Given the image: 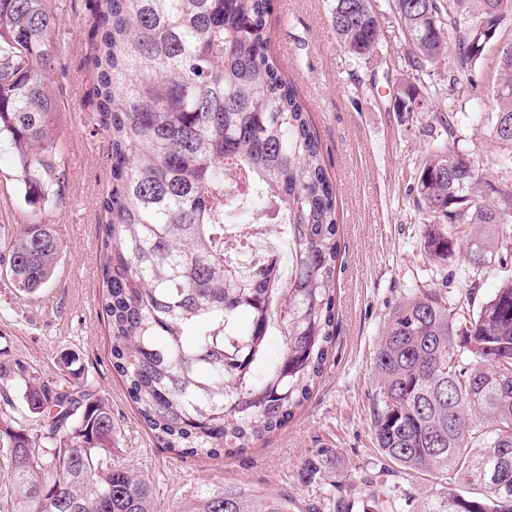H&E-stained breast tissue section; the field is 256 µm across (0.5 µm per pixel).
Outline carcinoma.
Here are the masks:
<instances>
[{
  "instance_id": "cac0c4a2",
  "label": "carcinoma",
  "mask_w": 512,
  "mask_h": 512,
  "mask_svg": "<svg viewBox=\"0 0 512 512\" xmlns=\"http://www.w3.org/2000/svg\"><path fill=\"white\" fill-rule=\"evenodd\" d=\"M270 0H93L91 96L110 142L102 198V304L112 367L144 423L185 457L253 448L309 399L334 338L340 244L336 186L305 102L271 49ZM397 23L406 70L392 104L420 103L434 131L418 167L424 249L444 261L465 244L467 271L512 252V186L461 161L458 128L512 145V0H332L330 21L357 62L383 54ZM55 0H0V150L16 159L24 197L58 193L60 119L49 76L58 54ZM497 46L495 102L478 66ZM448 64V92L473 104L433 108L415 73ZM248 194H235L239 184ZM288 225L293 277L235 265L224 212ZM15 288L55 276L49 224L23 225L7 246ZM281 350L269 354L270 337ZM65 355L64 385L19 358L0 362V464L15 512H157L140 472L116 461L112 409ZM372 430L383 458L448 481L418 512H512V280L479 304L415 290L390 311L374 352ZM346 472L333 448L303 463L307 484ZM377 512L405 507L395 495ZM170 512H290L288 499L224 486Z\"/></svg>"
}]
</instances>
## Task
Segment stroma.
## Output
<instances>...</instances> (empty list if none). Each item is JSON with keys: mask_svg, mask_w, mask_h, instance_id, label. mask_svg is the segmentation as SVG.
Here are the masks:
<instances>
[{"mask_svg": "<svg viewBox=\"0 0 512 512\" xmlns=\"http://www.w3.org/2000/svg\"><path fill=\"white\" fill-rule=\"evenodd\" d=\"M58 7L60 55L51 82L61 111L73 116L59 138L64 185L54 203L30 204L14 157L0 150V240L39 219L52 226L61 262L52 282L28 298L0 266V360L22 359L39 376L62 382L61 358L75 355L82 381L112 409L121 462L149 479L157 512L222 485L286 494L293 512H336L340 500L351 504V512H362L368 480L379 493L395 488L415 501L440 490L441 480L389 463L374 445V351L389 312L407 293L443 288L479 301L512 280V258L470 278L462 251L439 263L426 257L428 219L417 208L413 187L430 141V119L419 113L404 122L390 106L395 85L383 74L397 60L394 18L382 21L387 53L364 65L344 52L330 24V0L273 2V54L307 104L337 188L336 341L309 401L285 428L245 453L211 460L161 447L112 368L99 234L107 221L101 200L110 188V144L89 94L90 0H59ZM459 136L487 180L512 182V169L495 162L506 146L469 125L460 127ZM320 448L337 449L348 465L335 487L312 486L299 476Z\"/></svg>", "mask_w": 512, "mask_h": 512, "instance_id": "stroma-1", "label": "stroma"}]
</instances>
